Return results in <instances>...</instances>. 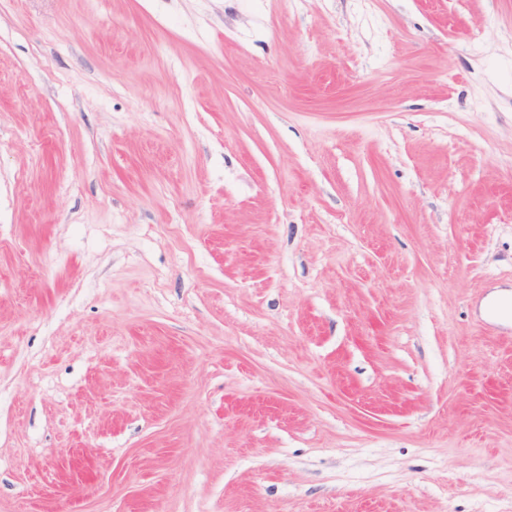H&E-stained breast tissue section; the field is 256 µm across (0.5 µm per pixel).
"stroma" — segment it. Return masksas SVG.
I'll return each mask as SVG.
<instances>
[{
	"label": "stroma",
	"mask_w": 512,
	"mask_h": 512,
	"mask_svg": "<svg viewBox=\"0 0 512 512\" xmlns=\"http://www.w3.org/2000/svg\"><path fill=\"white\" fill-rule=\"evenodd\" d=\"M512 0H0V512H512Z\"/></svg>",
	"instance_id": "obj_1"
}]
</instances>
